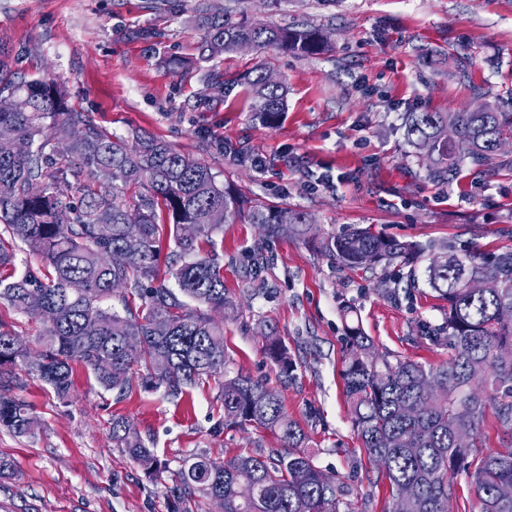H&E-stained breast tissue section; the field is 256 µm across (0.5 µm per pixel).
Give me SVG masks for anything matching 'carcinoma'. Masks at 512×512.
Returning <instances> with one entry per match:
<instances>
[{
	"instance_id": "carcinoma-1",
	"label": "carcinoma",
	"mask_w": 512,
	"mask_h": 512,
	"mask_svg": "<svg viewBox=\"0 0 512 512\" xmlns=\"http://www.w3.org/2000/svg\"><path fill=\"white\" fill-rule=\"evenodd\" d=\"M197 20L202 61L244 41L307 56L329 49L318 28L250 23L208 0L198 4ZM266 77L256 67L243 86L251 111L272 126L284 112L285 90ZM204 82L199 102L222 101L224 75L211 70ZM7 97L24 99L26 108H0V307L39 319L43 334L33 354L0 319V428L35 433L29 406L13 393L17 367L61 399L69 397L76 364L108 391L162 388L173 398L222 375L224 424L266 429L288 451L186 463L174 474L170 512H188L197 493L223 498L224 512H339L349 490L316 465L305 449L308 435L272 389L241 373L225 374L224 324L212 319L215 311L236 312L215 249L224 225L258 224L266 239H304L309 217L260 197L243 201L207 164L153 135L135 130L128 140L106 131L69 105L63 83L15 72L10 49L0 42V98ZM450 119L470 142L469 153H458L448 139ZM506 135L512 136V111L497 103L450 116L410 112L405 124L408 143L426 152L435 176L450 180L461 167L497 155L495 143ZM62 183L74 188L73 196L58 191ZM185 224L196 226L193 237L183 235ZM165 239L173 248L163 270ZM317 248L343 268L409 267L386 286L394 299L401 282L407 291L415 287L414 263L427 256L428 283L447 303L442 323L422 325L432 345L448 348V360L438 365L375 360L360 325H345L346 403L369 460L386 458L388 512H455L459 475L469 482L470 512H512V497L500 496L502 486L512 485V447L484 453L476 446L491 405L501 428L512 433V358L498 355L512 350V321L500 319L502 309H512V251L460 254L371 227L331 233ZM19 251L40 257L42 268L16 274ZM168 277L176 288L165 284ZM113 297L122 310L106 305ZM264 353L282 375L294 377L296 363L277 337L266 336ZM112 439L147 475L166 472L126 419L112 420Z\"/></svg>"
}]
</instances>
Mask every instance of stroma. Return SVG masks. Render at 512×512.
Listing matches in <instances>:
<instances>
[{
	"label": "stroma",
	"instance_id": "35a3bbf8",
	"mask_svg": "<svg viewBox=\"0 0 512 512\" xmlns=\"http://www.w3.org/2000/svg\"><path fill=\"white\" fill-rule=\"evenodd\" d=\"M252 22L312 25L326 54L224 52L187 72L169 57L195 58L199 0H0V38L15 66L63 82L71 103L117 135L148 132L201 159L220 182L308 214L320 234L361 226L423 245L485 257L512 248V153L435 178L404 137L409 112H462L476 100L512 99V0H213ZM468 62L467 76L456 72ZM287 89L277 126L255 118L242 86L215 107H195L202 77L235 78L256 66ZM224 287L239 315L224 323L229 374L267 383L308 434L317 465L351 488L340 512H384L389 482L369 461L344 396V320L352 303L377 355L437 364L423 324L441 323L445 303L425 262L410 295L388 297L383 269L349 270L297 237L264 240L255 224H228L215 237ZM274 332L297 364L288 380L263 354ZM35 437L0 429V512H168L171 474L185 461L217 462L281 450L271 432L228 427L209 380L179 398L104 390L75 367L68 401L22 374ZM130 421L166 462L148 477L112 439Z\"/></svg>",
	"mask_w": 512,
	"mask_h": 512
}]
</instances>
